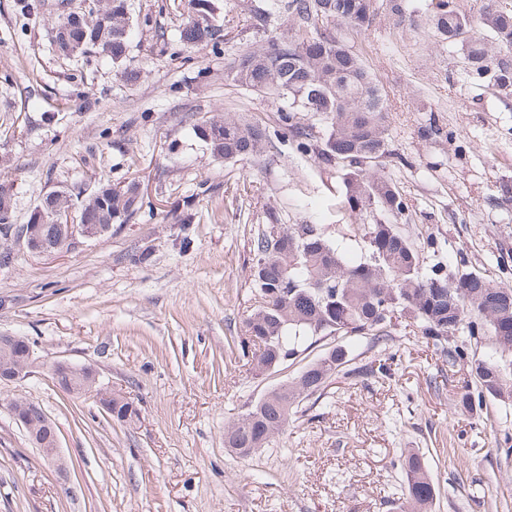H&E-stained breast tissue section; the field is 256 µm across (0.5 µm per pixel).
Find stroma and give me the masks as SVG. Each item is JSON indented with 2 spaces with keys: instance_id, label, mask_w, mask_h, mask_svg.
Here are the masks:
<instances>
[{
  "instance_id": "stroma-1",
  "label": "stroma",
  "mask_w": 512,
  "mask_h": 512,
  "mask_svg": "<svg viewBox=\"0 0 512 512\" xmlns=\"http://www.w3.org/2000/svg\"><path fill=\"white\" fill-rule=\"evenodd\" d=\"M39 2L25 15L19 0H0V185L17 223L39 194L80 181L139 180L151 207L60 254L7 242L0 335L28 338L35 364L24 381L0 382V512H392L411 449L431 471L433 512H512L502 450L512 398L460 408L458 394L477 388L470 365L448 367L402 319L387 340L354 341L355 365L388 359L387 376L332 375L267 447L242 457L224 446L225 426L337 345L320 338L261 371L245 334L258 232L319 224L342 247L352 222L336 206L340 170L296 152L270 102L224 76L225 59L285 29L287 16L261 30L254 12L266 0H215L226 40L185 49L187 0H131L141 77L129 85L107 56L56 51V24L86 0ZM348 41L386 99L394 158L384 174L413 214L425 265L512 285V201L499 191L512 183V92L467 82L459 48L438 45L425 14L401 21L386 0ZM228 112L269 128L261 157L218 160L195 134V120ZM431 123L439 134L422 139ZM186 213L191 223H179ZM58 360L95 368L139 421L55 387ZM17 397L55 426L67 485L8 415Z\"/></svg>"
}]
</instances>
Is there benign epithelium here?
I'll use <instances>...</instances> for the list:
<instances>
[{"label": "benign epithelium", "instance_id": "benign-epithelium-1", "mask_svg": "<svg viewBox=\"0 0 512 512\" xmlns=\"http://www.w3.org/2000/svg\"><path fill=\"white\" fill-rule=\"evenodd\" d=\"M58 233L56 238L49 242L44 236V227L41 224H23L19 239L26 249L33 253L51 255L61 253L73 247L80 237L86 239L96 238L111 230V227L102 224H87L80 214L69 209L59 213L55 221ZM24 346L28 353H33L29 342L15 335L0 336V381L21 382L29 374L32 360L25 363H16L11 357L14 347ZM56 365L68 369L81 381L85 394L90 396L96 392L97 376L91 366H78L67 361H58ZM7 409L17 425L27 430L32 441L37 443L45 460L52 463L57 477L67 479V465L61 455L58 435L54 426L45 415L41 405L30 399H15ZM47 436L50 446H45L41 436Z\"/></svg>", "mask_w": 512, "mask_h": 512}]
</instances>
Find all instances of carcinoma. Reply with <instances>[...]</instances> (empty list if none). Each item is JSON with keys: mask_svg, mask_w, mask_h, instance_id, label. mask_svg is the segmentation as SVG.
<instances>
[{"mask_svg": "<svg viewBox=\"0 0 512 512\" xmlns=\"http://www.w3.org/2000/svg\"><path fill=\"white\" fill-rule=\"evenodd\" d=\"M189 13L179 35L190 47H218L224 28L215 17L213 0H188ZM288 15L289 31L256 43L224 64V75L238 85L265 94L278 108L297 152L316 154L320 162L343 170L338 205L355 219L352 225L359 254L353 260L334 247L318 224H271L253 243L252 284L257 305L245 332L259 347L256 363L264 371L302 352L318 336L353 339L391 336L393 319H410L421 335L453 368L470 362L479 391L464 392L458 405H483L487 397L512 393L503 379V367L494 356L470 358L462 344L452 343V330L469 339L489 336L495 353L512 354V287L480 272L451 278L443 265L424 268L411 236L400 228L411 223L408 205L393 182L379 173L390 157L389 109L372 74L344 37L328 28L365 33L374 16V0H271L270 10ZM428 20L436 41H457L463 28L471 33L462 42L465 74L502 91L512 90V63L489 53L493 42L512 50V9L501 10L498 0H481L478 17L460 9L457 0H430ZM134 24L128 0H112L101 18L85 19L71 12L58 28L56 47L77 55L104 54L122 67L121 77L137 83L140 70L127 64ZM321 117L324 132L300 122L298 113ZM196 134L214 157L226 161L255 156L271 142L266 126L226 114L220 121L195 125ZM81 200L80 213L90 224H125L141 212L140 183L122 187L100 183L88 189L82 183L60 191ZM11 205L0 200V237L16 234ZM349 350L338 345L325 357L307 365L293 380L281 384L227 425L224 447L248 456L269 442L288 424L299 398L319 392L327 378L348 366ZM114 419L134 423L139 409L123 398L112 399ZM406 512H430L436 496L429 469L419 453L402 464Z\"/></svg>", "mask_w": 512, "mask_h": 512, "instance_id": "1", "label": "carcinoma"}]
</instances>
